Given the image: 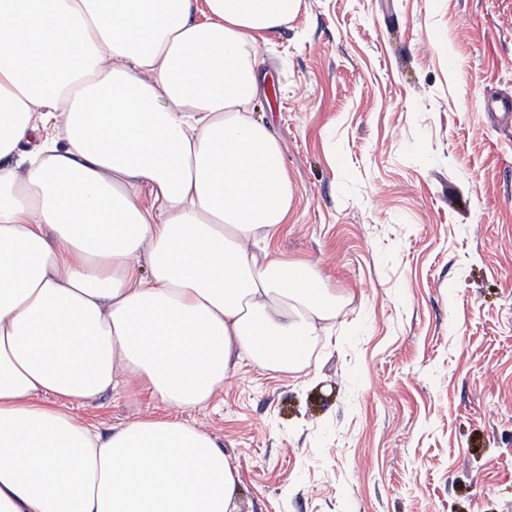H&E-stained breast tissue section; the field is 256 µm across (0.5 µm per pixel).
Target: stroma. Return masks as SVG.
Here are the masks:
<instances>
[{
  "mask_svg": "<svg viewBox=\"0 0 512 512\" xmlns=\"http://www.w3.org/2000/svg\"><path fill=\"white\" fill-rule=\"evenodd\" d=\"M277 248L338 303L306 375L243 367L182 419L239 512H512V0H301L259 50ZM163 405L81 409L119 425Z\"/></svg>",
  "mask_w": 512,
  "mask_h": 512,
  "instance_id": "obj_1",
  "label": "stroma"
}]
</instances>
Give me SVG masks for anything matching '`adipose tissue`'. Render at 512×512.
I'll list each match as a JSON object with an SVG mask.
<instances>
[{"label": "adipose tissue", "mask_w": 512, "mask_h": 512, "mask_svg": "<svg viewBox=\"0 0 512 512\" xmlns=\"http://www.w3.org/2000/svg\"><path fill=\"white\" fill-rule=\"evenodd\" d=\"M299 0H0V512H238L181 419L243 362L299 373L336 299L274 248L293 189L255 119ZM146 392L108 432L74 406Z\"/></svg>", "instance_id": "adipose-tissue-1"}]
</instances>
